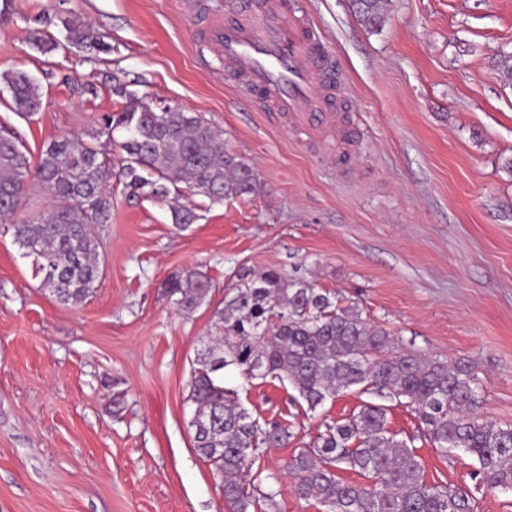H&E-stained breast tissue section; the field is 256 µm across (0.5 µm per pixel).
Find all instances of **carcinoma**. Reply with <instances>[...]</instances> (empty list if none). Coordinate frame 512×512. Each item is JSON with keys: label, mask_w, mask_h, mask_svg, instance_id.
Segmentation results:
<instances>
[{"label": "carcinoma", "mask_w": 512, "mask_h": 512, "mask_svg": "<svg viewBox=\"0 0 512 512\" xmlns=\"http://www.w3.org/2000/svg\"><path fill=\"white\" fill-rule=\"evenodd\" d=\"M352 2L365 23L380 21L384 0ZM26 21L31 47L42 54L108 50L104 37L75 15L61 19V39L45 30L50 16L38 12ZM0 85L16 111L32 115L43 107L42 84L28 72L5 71ZM112 91L128 103L102 116L93 138L104 136L120 150L115 173L101 149L68 136L33 161L16 133L0 125V224L11 225L22 255L42 275L43 289L66 306H81L98 288L101 242L94 227L112 222V178L168 207L181 230L200 219L194 205L174 203L182 190L215 204L259 188L253 167L224 147L222 134L201 115L176 102L138 98L117 77ZM29 176L49 204L19 219ZM211 288L205 273L187 269L167 280L165 294L177 309L192 312ZM214 318L215 335L192 362L188 400L197 419L194 449L212 466L232 512L274 508L278 491L262 490L260 473L251 469L261 449L284 447L293 433L279 422L251 417L238 392L224 387L230 369L248 384L267 377L288 381L311 411L352 388L381 400L403 398L435 448L476 459L479 487L512 491V427L482 414L483 385L469 365L407 350L357 308L339 306L306 279L277 269L249 274L225 294ZM385 425V405L369 401L347 422L327 427L286 465L295 496L328 512H472L471 493L428 484L413 448ZM344 467L364 482L343 481L338 470Z\"/></svg>", "instance_id": "1"}]
</instances>
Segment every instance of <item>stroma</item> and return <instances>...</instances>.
Segmentation results:
<instances>
[{
  "instance_id": "stroma-1",
  "label": "stroma",
  "mask_w": 512,
  "mask_h": 512,
  "mask_svg": "<svg viewBox=\"0 0 512 512\" xmlns=\"http://www.w3.org/2000/svg\"><path fill=\"white\" fill-rule=\"evenodd\" d=\"M335 59L333 139L262 111L238 77L203 49L208 17L231 0H11L0 72L54 70L44 107L25 116L0 99V124L29 157L61 136L90 141L123 108L120 77L139 97L179 102L220 129L255 170V195L202 202L177 229L168 208L112 186L99 227V286L66 307L41 288L9 225L0 224V512H230L194 450L188 380L214 313L242 274L306 278L338 305L394 332L406 348L464 360L484 412L512 425V0H387L369 28L350 0H293ZM78 15L108 51L41 54L26 14ZM92 82L97 96L79 94ZM206 273V303L185 313L162 284ZM259 420L287 421L288 446L253 468L274 476L275 512H325L297 499L284 465L366 400L351 390L310 412L278 381L225 375ZM387 430L412 440L429 484L474 486L476 461L421 439L407 404H386Z\"/></svg>"
}]
</instances>
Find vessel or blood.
I'll use <instances>...</instances> for the list:
<instances>
[{"label":"vessel or blood","mask_w":512,"mask_h":512,"mask_svg":"<svg viewBox=\"0 0 512 512\" xmlns=\"http://www.w3.org/2000/svg\"><path fill=\"white\" fill-rule=\"evenodd\" d=\"M239 18H211L205 41L225 67L241 73L246 86L261 88L295 128L335 132L328 90H316L318 76H330L332 60L316 31L290 0H236Z\"/></svg>","instance_id":"1"}]
</instances>
